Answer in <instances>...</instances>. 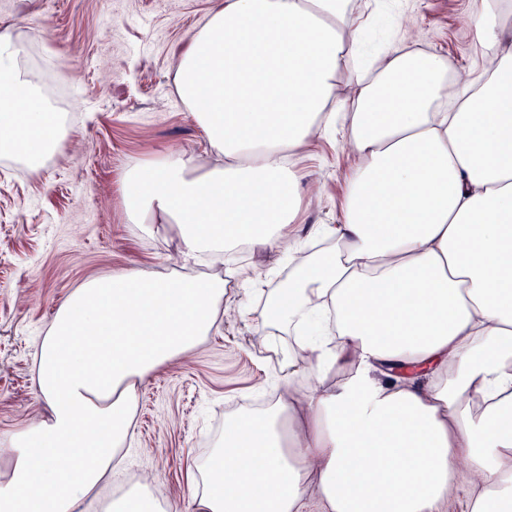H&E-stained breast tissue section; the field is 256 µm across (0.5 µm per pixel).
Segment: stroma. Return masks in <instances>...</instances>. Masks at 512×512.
Instances as JSON below:
<instances>
[{
	"instance_id": "obj_1",
	"label": "stroma",
	"mask_w": 512,
	"mask_h": 512,
	"mask_svg": "<svg viewBox=\"0 0 512 512\" xmlns=\"http://www.w3.org/2000/svg\"><path fill=\"white\" fill-rule=\"evenodd\" d=\"M211 0H0V25L21 33L43 96L67 98L68 135L37 171L0 158V436L44 413L35 354L58 304L100 274L142 267L166 275L227 274L182 263L175 225L144 232L129 223L123 175L166 152L210 163L208 145L175 91L178 57ZM384 22L359 32L366 52L402 39L447 55L461 72L478 58L471 0H382ZM351 160L339 133L315 140L299 163V228L339 224ZM246 287L229 280L219 330L190 357L156 368L139 390L134 434L113 471L109 496L154 478L171 512H192L187 465L207 457L227 419L276 402L284 391L264 327V295L288 262L267 249L242 255Z\"/></svg>"
}]
</instances>
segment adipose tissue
<instances>
[{"label":"adipose tissue","mask_w":512,"mask_h":512,"mask_svg":"<svg viewBox=\"0 0 512 512\" xmlns=\"http://www.w3.org/2000/svg\"><path fill=\"white\" fill-rule=\"evenodd\" d=\"M492 67L447 103L452 61L399 44L351 70L350 19L372 0H211L176 88L215 157L130 166L132 224L176 225L185 259L240 244L328 250L268 294L263 322L296 331L287 391L235 416L188 467L193 512H448L467 464L469 512H512V0H473ZM0 155L43 167L64 135L23 46L0 33ZM344 115V221L288 234L297 161ZM220 277L131 267L84 282L43 336L36 423L0 437V512H165L152 481L99 486L134 428L137 390L219 328ZM335 384H325L330 373ZM68 468H60L61 458Z\"/></svg>","instance_id":"adipose-tissue-1"}]
</instances>
